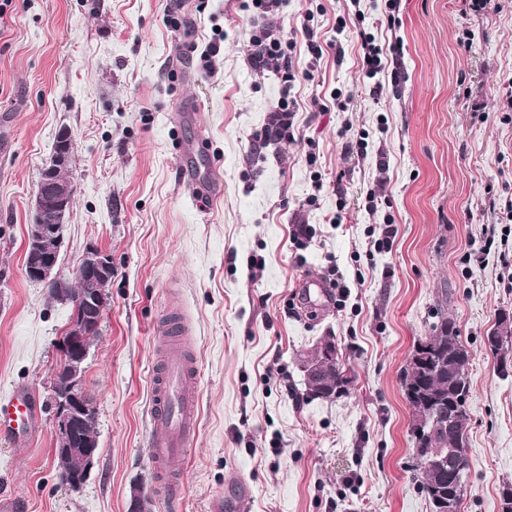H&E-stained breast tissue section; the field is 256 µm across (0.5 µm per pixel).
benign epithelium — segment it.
<instances>
[{"label": "benign epithelium", "instance_id": "7a95c632", "mask_svg": "<svg viewBox=\"0 0 512 512\" xmlns=\"http://www.w3.org/2000/svg\"><path fill=\"white\" fill-rule=\"evenodd\" d=\"M71 142V133L60 130L53 155L39 173L33 199L38 220L28 225L24 260L25 275L34 283L60 281L57 256L62 247V227L72 206L71 187L64 178L72 160ZM74 278L87 284L88 290L76 301L74 315L59 342L60 364L55 378L62 380L64 387L55 401L52 423L56 454L66 459L75 473L88 476L98 454V441L88 432L93 410L85 398L83 378L77 375L75 365L87 359L94 336L99 334L102 313L108 304L106 291L112 282V257L99 248L88 250L78 263ZM484 344L499 355V369L512 372V357L503 348L499 330L487 334ZM334 358L336 354L324 348L309 362V374L315 385H322L324 371ZM408 364L412 372L432 369L433 349L419 343ZM427 465L446 475L448 484L456 490L457 496L450 495L443 500V512H455L457 499L467 489L468 477L453 467L446 455L434 457L420 467Z\"/></svg>", "mask_w": 512, "mask_h": 512}]
</instances>
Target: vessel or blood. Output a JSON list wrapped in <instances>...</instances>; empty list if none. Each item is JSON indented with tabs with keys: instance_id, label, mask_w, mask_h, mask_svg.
<instances>
[{
	"instance_id": "vessel-or-blood-1",
	"label": "vessel or blood",
	"mask_w": 512,
	"mask_h": 512,
	"mask_svg": "<svg viewBox=\"0 0 512 512\" xmlns=\"http://www.w3.org/2000/svg\"><path fill=\"white\" fill-rule=\"evenodd\" d=\"M181 183L196 197L207 198L221 189V178L214 171L202 178L193 170H183ZM162 333L170 338L171 345L150 374V446L162 483L167 491L173 492L179 486L180 474L172 461L190 446L198 432V367L192 352L186 351L180 342L181 336L188 333L180 314L171 315ZM37 418V404L25 388H16L8 398L0 400L2 434L28 433Z\"/></svg>"
}]
</instances>
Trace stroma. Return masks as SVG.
<instances>
[{
  "mask_svg": "<svg viewBox=\"0 0 512 512\" xmlns=\"http://www.w3.org/2000/svg\"><path fill=\"white\" fill-rule=\"evenodd\" d=\"M286 0L265 25L293 42L298 131L266 145L282 89L255 70L248 0H0V396L23 387L37 428L0 435V512H213L238 481L250 512H430L416 477L404 372L445 309L470 353L467 493L461 512H500L512 482V374L484 338L512 313V0ZM178 15L180 29L167 19ZM327 49L313 59L302 25ZM398 48L378 86L360 30ZM224 35L203 77L183 45ZM468 46H460V39ZM341 41L336 59L329 44ZM363 134L356 153L343 126ZM73 138L64 277L93 247L112 257L109 304L85 363L98 456L73 491L58 478L49 406L69 305L23 271L26 230L56 135ZM218 169V199L180 184L178 139ZM315 164H308V154ZM377 210L367 208L369 194ZM397 234L379 251L385 221ZM345 285L328 312L298 315L302 278ZM199 365L200 424L160 489L149 444V376L169 303ZM333 340L352 383L312 398L301 361Z\"/></svg>",
  "mask_w": 512,
  "mask_h": 512,
  "instance_id": "obj_1",
  "label": "stroma"
}]
</instances>
